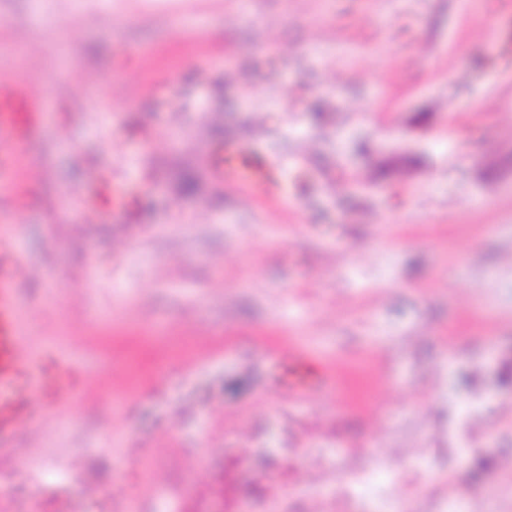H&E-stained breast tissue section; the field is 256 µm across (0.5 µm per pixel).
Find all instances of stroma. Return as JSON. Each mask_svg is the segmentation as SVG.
Instances as JSON below:
<instances>
[{
    "instance_id": "stroma-1",
    "label": "stroma",
    "mask_w": 512,
    "mask_h": 512,
    "mask_svg": "<svg viewBox=\"0 0 512 512\" xmlns=\"http://www.w3.org/2000/svg\"><path fill=\"white\" fill-rule=\"evenodd\" d=\"M0 60L43 114L28 206L0 196V225L34 344L77 374L68 407L0 457L5 476L66 477L0 512H111L116 488L137 512H186L202 490L226 512L229 458L246 512L275 510L255 474L288 512H324L358 465L377 480L352 512L447 482L512 512L499 0H0ZM228 63L251 80L226 81ZM230 137L276 165L283 203L215 183ZM291 346L338 365V393L272 401Z\"/></svg>"
}]
</instances>
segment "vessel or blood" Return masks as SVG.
Listing matches in <instances>:
<instances>
[{"label":"vessel or blood","instance_id":"1","mask_svg":"<svg viewBox=\"0 0 512 512\" xmlns=\"http://www.w3.org/2000/svg\"><path fill=\"white\" fill-rule=\"evenodd\" d=\"M40 125L33 94L11 74L1 72L0 191L8 192L18 208L26 200L25 150ZM241 169L249 173L247 181L237 186L245 202L274 201L271 167L255 165L236 143H225L220 178L229 179ZM7 236L0 226V388L12 391L11 396L0 397V455L13 448L18 435L53 417L68 402L72 388L71 367L49 361L26 335L27 315L18 297L20 263L4 247Z\"/></svg>","mask_w":512,"mask_h":512}]
</instances>
